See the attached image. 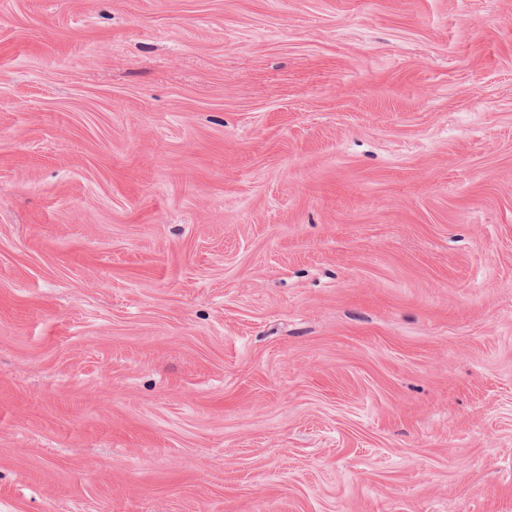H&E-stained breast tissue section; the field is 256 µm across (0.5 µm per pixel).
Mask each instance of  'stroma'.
I'll list each match as a JSON object with an SVG mask.
<instances>
[{
	"mask_svg": "<svg viewBox=\"0 0 512 512\" xmlns=\"http://www.w3.org/2000/svg\"><path fill=\"white\" fill-rule=\"evenodd\" d=\"M0 512H512V0H0Z\"/></svg>",
	"mask_w": 512,
	"mask_h": 512,
	"instance_id": "1",
	"label": "stroma"
}]
</instances>
